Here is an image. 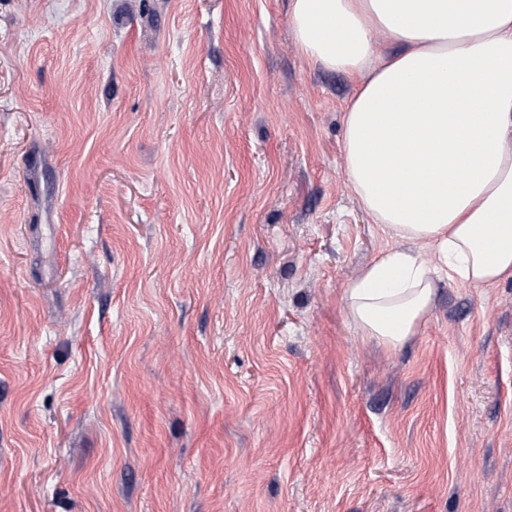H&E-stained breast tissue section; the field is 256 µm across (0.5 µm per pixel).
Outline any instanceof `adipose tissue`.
I'll list each match as a JSON object with an SVG mask.
<instances>
[{
	"label": "adipose tissue",
	"mask_w": 512,
	"mask_h": 512,
	"mask_svg": "<svg viewBox=\"0 0 512 512\" xmlns=\"http://www.w3.org/2000/svg\"><path fill=\"white\" fill-rule=\"evenodd\" d=\"M302 54L347 75V176L374 223L433 243L381 254L346 289L362 335L402 347L439 280L512 278V0H290ZM420 111H394V100Z\"/></svg>",
	"instance_id": "adipose-tissue-1"
}]
</instances>
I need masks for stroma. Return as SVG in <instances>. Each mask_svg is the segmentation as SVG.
<instances>
[{
  "instance_id": "1",
  "label": "stroma",
  "mask_w": 512,
  "mask_h": 512,
  "mask_svg": "<svg viewBox=\"0 0 512 512\" xmlns=\"http://www.w3.org/2000/svg\"><path fill=\"white\" fill-rule=\"evenodd\" d=\"M289 0H0V512H512V280L403 347Z\"/></svg>"
}]
</instances>
